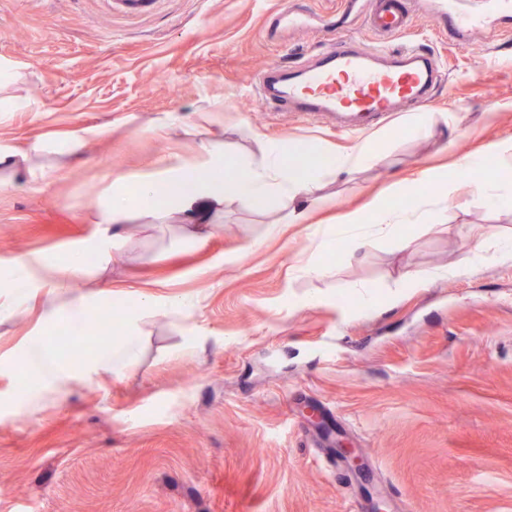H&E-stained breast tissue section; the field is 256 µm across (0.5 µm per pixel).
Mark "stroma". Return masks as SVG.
Segmentation results:
<instances>
[{"label":"stroma","instance_id":"obj_1","mask_svg":"<svg viewBox=\"0 0 512 512\" xmlns=\"http://www.w3.org/2000/svg\"><path fill=\"white\" fill-rule=\"evenodd\" d=\"M280 2L161 0L129 17L101 0H0V148L112 128L77 158L31 157L48 184L0 165V258H67L98 234L116 175L207 168L206 140L221 143L232 178L272 144L344 152L387 135L372 165L323 185L328 205L311 223L275 237L273 201L227 198L201 246L180 243L181 213H132L118 262L94 257L62 299L115 312L135 286L181 305L141 318L133 367L31 414L12 407L22 373L0 376V512H512V261L495 254L512 209L471 193L464 166L512 142V20L462 46L415 11L386 44L419 43L443 62L427 123L407 133L411 107L351 132L331 115L263 107L249 85L325 48L330 17L375 44L368 7L297 0L309 25L293 31L266 24ZM434 166L448 170V197L408 244L383 238L354 259L313 250L315 226L388 197L395 181L412 183L403 204L415 208L436 191L418 180ZM441 265L456 275L397 290ZM361 285L376 286L378 306L343 316ZM41 327L39 300L0 311V355ZM340 440L362 470L336 458Z\"/></svg>","mask_w":512,"mask_h":512}]
</instances>
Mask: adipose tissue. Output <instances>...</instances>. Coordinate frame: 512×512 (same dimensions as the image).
I'll use <instances>...</instances> for the list:
<instances>
[{
    "mask_svg": "<svg viewBox=\"0 0 512 512\" xmlns=\"http://www.w3.org/2000/svg\"><path fill=\"white\" fill-rule=\"evenodd\" d=\"M375 156V148L364 144L343 153L315 148L310 159L299 162L290 147L272 146L259 160L239 165L237 177L221 186L202 180L199 173L180 168L167 170L159 178L146 175L132 181L120 177L106 200L102 228L96 238L82 246L81 260L60 266L50 260L4 259L0 261V278L20 282L27 293L41 291L44 326H51L62 316L71 320L87 308V300L76 297L67 304H59L58 290L69 278L84 274L83 257L111 252L117 228L129 212L136 210L159 218L175 209L192 219L203 209L222 206L229 197L249 203L275 199L283 211L280 223L267 228L268 235L275 236L283 225L307 223L310 208L322 205L317 194L320 181L372 163ZM438 204L434 198L412 211L371 201L365 209L345 215L341 224L318 228L315 247L322 251L335 243L344 246L348 253H356L381 237L395 235L402 225H428ZM26 351L36 365L39 384L30 394L15 400L14 408L20 413L35 411L45 396L62 395L73 382L92 384L127 369L138 357L139 341L135 331H127L121 343L79 366L45 356L35 337L27 343Z\"/></svg>",
    "mask_w": 512,
    "mask_h": 512,
    "instance_id": "obj_1",
    "label": "adipose tissue"
}]
</instances>
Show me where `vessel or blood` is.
Segmentation results:
<instances>
[{
	"label": "vessel or blood",
	"instance_id": "obj_1",
	"mask_svg": "<svg viewBox=\"0 0 512 512\" xmlns=\"http://www.w3.org/2000/svg\"><path fill=\"white\" fill-rule=\"evenodd\" d=\"M407 0H374L370 27L381 35L404 32L411 16ZM448 30L457 38L496 28L512 15V0H437ZM443 80L433 52L417 45L367 48L341 37L309 62L276 65L259 72L258 101L274 110L334 113L379 120L405 106L432 102Z\"/></svg>",
	"mask_w": 512,
	"mask_h": 512
}]
</instances>
